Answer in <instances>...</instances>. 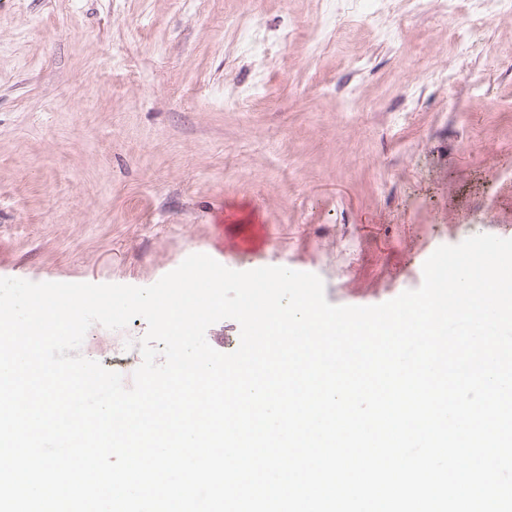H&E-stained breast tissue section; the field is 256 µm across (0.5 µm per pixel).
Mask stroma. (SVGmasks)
Masks as SVG:
<instances>
[{
	"mask_svg": "<svg viewBox=\"0 0 512 512\" xmlns=\"http://www.w3.org/2000/svg\"><path fill=\"white\" fill-rule=\"evenodd\" d=\"M255 7L270 47L241 53L232 20ZM0 0V277L149 286L188 255L317 274L328 302L371 306L417 289L419 259L470 236L512 238V27L473 33L467 80L456 17L431 6L293 42L322 0ZM362 78L379 112L342 111ZM267 80L243 107L225 91ZM456 94L466 111L444 105ZM252 241L257 254L240 247ZM143 318L92 325L80 352L140 365Z\"/></svg>",
	"mask_w": 512,
	"mask_h": 512,
	"instance_id": "1",
	"label": "stroma"
}]
</instances>
